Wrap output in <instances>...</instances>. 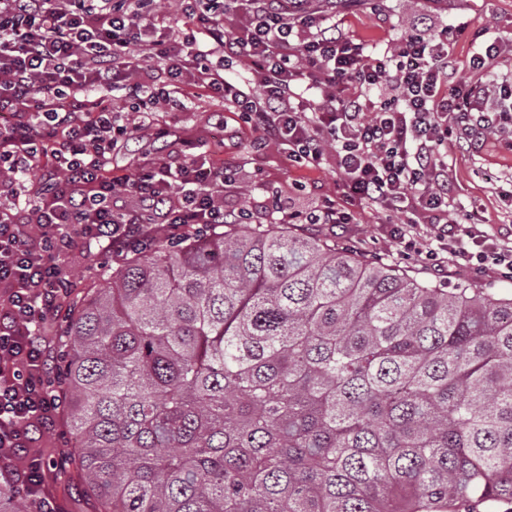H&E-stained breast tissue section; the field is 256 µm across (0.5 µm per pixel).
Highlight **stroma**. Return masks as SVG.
I'll return each mask as SVG.
<instances>
[{
  "label": "stroma",
  "instance_id": "1",
  "mask_svg": "<svg viewBox=\"0 0 512 512\" xmlns=\"http://www.w3.org/2000/svg\"><path fill=\"white\" fill-rule=\"evenodd\" d=\"M381 7L386 10L388 21L357 10L348 16L346 29L355 38L385 44L425 16L435 26L466 20L474 31L488 26L512 34V0H444L440 11L430 15L423 14L417 0H383ZM254 137V132L242 123L237 113L225 107L222 99L204 96L194 100L191 111L154 113L151 124L134 133L122 151L114 156L112 173L117 177L135 173L147 154L160 148L175 151L181 148L183 141L190 140L202 145L210 158L236 163L238 188L226 194L225 206H240L249 198L260 195L267 185L280 187L292 202L299 205L308 204L309 198L297 192V185L315 184L324 191L336 192L340 176L334 162H327L319 170L299 167L288 163L276 145H267L259 151L250 149ZM448 162L453 165L460 185L457 207L464 211L473 210L475 222L484 224L489 232L512 233V198L506 195L512 187V151L489 135L466 150L449 145ZM387 226V211L367 208L359 212L354 224L340 228L304 224L300 230L321 235L337 247L383 258L400 272L420 281L477 285L512 294V283L499 281L494 276L478 277L468 269L452 267L437 274L423 267L416 258L398 254L395 243L387 234ZM59 261L73 272V287L81 288L115 266L117 257L95 245L81 253L62 255ZM49 449L71 456L79 451L64 418H56L53 430L37 435L25 448L23 456L37 458ZM84 488V479L77 470L50 469L45 473L43 490L55 499L58 512H91L92 502Z\"/></svg>",
  "mask_w": 512,
  "mask_h": 512
}]
</instances>
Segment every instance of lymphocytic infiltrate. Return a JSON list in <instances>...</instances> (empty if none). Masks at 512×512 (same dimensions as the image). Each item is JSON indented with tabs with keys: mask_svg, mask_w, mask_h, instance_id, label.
I'll list each match as a JSON object with an SVG mask.
<instances>
[{
	"mask_svg": "<svg viewBox=\"0 0 512 512\" xmlns=\"http://www.w3.org/2000/svg\"><path fill=\"white\" fill-rule=\"evenodd\" d=\"M176 2L178 28L158 0H0L1 462L59 412L41 332L68 282L58 259L80 245L125 255L147 248L157 224L180 239L259 213L275 224H353L359 208L377 206L394 215L404 254L512 280V238L450 205L448 163L449 143L485 135L512 150V69L502 66L511 39L482 29L462 65L453 47L465 21L412 28L385 49L339 27L353 8L378 12V0ZM234 60L261 94L225 73ZM115 92L143 118L222 98L257 145L284 146L289 163L317 169L334 154L341 196L300 210L270 192L228 208L236 167L192 153L155 155L115 178L112 156L129 133ZM120 192L131 199L121 209Z\"/></svg>",
	"mask_w": 512,
	"mask_h": 512,
	"instance_id": "obj_1",
	"label": "lymphocytic infiltrate"
}]
</instances>
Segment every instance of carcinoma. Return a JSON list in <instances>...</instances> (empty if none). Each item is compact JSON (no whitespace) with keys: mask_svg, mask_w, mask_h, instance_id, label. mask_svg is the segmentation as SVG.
<instances>
[{"mask_svg":"<svg viewBox=\"0 0 512 512\" xmlns=\"http://www.w3.org/2000/svg\"><path fill=\"white\" fill-rule=\"evenodd\" d=\"M60 387L95 512H502L512 296L285 224L157 232L69 305ZM0 512H40L0 469Z\"/></svg>","mask_w":512,"mask_h":512,"instance_id":"cac0c4a2","label":"carcinoma"}]
</instances>
